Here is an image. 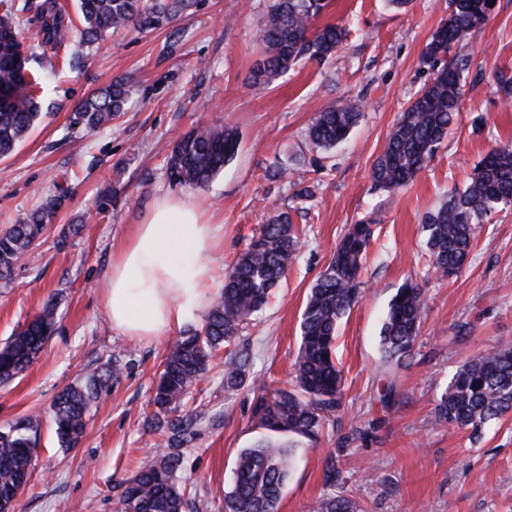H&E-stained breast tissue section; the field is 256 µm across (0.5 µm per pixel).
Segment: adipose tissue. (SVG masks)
Listing matches in <instances>:
<instances>
[{
    "label": "adipose tissue",
    "mask_w": 512,
    "mask_h": 512,
    "mask_svg": "<svg viewBox=\"0 0 512 512\" xmlns=\"http://www.w3.org/2000/svg\"><path fill=\"white\" fill-rule=\"evenodd\" d=\"M215 230L189 199L157 202L112 258L107 307L113 328L143 339L195 322L210 302Z\"/></svg>",
    "instance_id": "ef3b65f1"
}]
</instances>
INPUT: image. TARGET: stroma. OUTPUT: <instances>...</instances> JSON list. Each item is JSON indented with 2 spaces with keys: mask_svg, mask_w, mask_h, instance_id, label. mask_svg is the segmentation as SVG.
I'll list each match as a JSON object with an SVG mask.
<instances>
[{
  "mask_svg": "<svg viewBox=\"0 0 512 512\" xmlns=\"http://www.w3.org/2000/svg\"><path fill=\"white\" fill-rule=\"evenodd\" d=\"M269 0H200L169 30L107 35L75 67L61 56L36 64L45 72L39 120L14 153L0 159V228L66 184L68 198L43 238L0 281V346L48 301L56 331L42 355L0 386V427L24 415L40 419L32 475L16 512H116L115 485L154 460L161 443L145 420L160 364L176 334L134 340L109 321L106 288L112 257L167 196L197 203L218 224L211 251L219 291L224 273L273 215L290 214L300 248L285 280L236 347L249 352V377L273 388L292 382L307 295L351 224L374 220L361 272L362 294L337 329L336 357L345 385L333 423L317 442H301L280 512H309L317 499L343 495L366 512H512V414L470 430L434 423L442 388L468 353L512 343V205L483 224L461 273L428 271L422 221L463 187L476 163L512 142V108L495 93L494 70L512 73V0H495L472 49L462 108L433 160L393 193L374 191L371 168L389 131L431 79L422 51L447 19L448 0H330L321 23L345 24L349 35L335 61L305 62L271 85L251 82L256 33ZM122 77L129 100L111 127L70 125L73 106ZM364 109L348 139L315 147V116L347 99ZM223 119L240 136L235 158L209 185L171 182L167 156L176 136ZM288 174L272 177L277 167ZM311 197H304V190ZM426 297L410 356L384 358L380 329L388 304L406 282ZM126 369L93 408L76 448L60 447L50 405L67 385L112 359ZM395 397L382 405L386 380ZM203 412L182 450L179 476L190 485L188 512H224L239 449L263 434L249 387L224 388L215 359L192 391ZM334 458L337 484L326 480Z\"/></svg>",
  "mask_w": 512,
  "mask_h": 512,
  "instance_id": "1",
  "label": "stroma"
}]
</instances>
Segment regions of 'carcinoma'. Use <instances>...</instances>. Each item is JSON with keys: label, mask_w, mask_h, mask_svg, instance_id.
Here are the masks:
<instances>
[{"label": "carcinoma", "mask_w": 512, "mask_h": 512, "mask_svg": "<svg viewBox=\"0 0 512 512\" xmlns=\"http://www.w3.org/2000/svg\"><path fill=\"white\" fill-rule=\"evenodd\" d=\"M16 0H0V158L10 156L28 135L41 111L37 92L42 76L29 62L49 48H67L76 57L109 32L132 26L140 31L167 27L197 0H79L78 39L56 0H44L36 15L41 42L26 47L18 28ZM329 0H270L257 40L260 58L254 83L269 85L302 60L332 59L348 36L346 26L315 22ZM494 0H450L448 19L422 52L432 70L430 82L410 102L392 128L372 166L376 189L407 186L433 159L448 125L460 111L462 82L469 68L464 50L483 32ZM496 93L512 103V76L492 73ZM129 89L118 78L79 101L71 125L88 132L112 123L125 110ZM362 104L349 100L320 112L309 137L329 149L344 141L358 122ZM239 134L219 120L179 136L167 159L172 182L202 187L236 156ZM65 191L46 198L16 223L0 230V279H10L21 259L53 223ZM512 204V143L493 146L474 167L461 190L425 215L429 270L444 278L459 272L481 225L501 205ZM373 234L372 221L351 225L336 252L311 286L300 322V345L291 389L268 392L256 378L254 418L267 434L239 450L232 489L225 494V512H279L282 491L290 476L296 439L313 441L340 405L344 375L334 359L341 319L359 296L360 272ZM299 245L285 214L263 225L235 265L224 276V289L210 306L204 325L182 337L164 358L155 382L151 427L162 437L154 461L120 485L119 512H187L189 497L179 480L181 448L194 432L196 418L181 408L192 387L207 371L215 352L236 340L243 326L265 305L285 277ZM425 298L421 288L405 283L389 304L380 332L381 350L390 360L407 357L416 341ZM57 324V306L48 302L34 318L0 347V385L10 384L40 355ZM248 353L239 350L224 362V388L246 383ZM116 362L83 382L65 387L51 407L54 433L63 448H73L87 428V417L102 393L119 380ZM512 412V345L463 357L434 409L436 422L468 428L477 435L492 421ZM38 417L25 416L0 429V512H15L36 450ZM312 512H360L343 495L317 501Z\"/></svg>", "instance_id": "carcinoma-1"}]
</instances>
